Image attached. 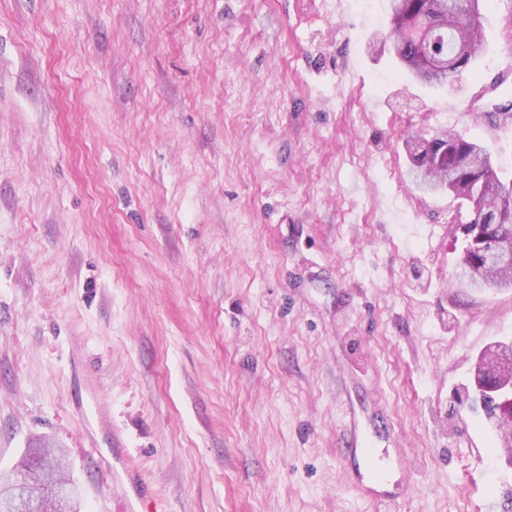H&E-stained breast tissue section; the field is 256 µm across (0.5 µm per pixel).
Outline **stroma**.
I'll use <instances>...</instances> for the list:
<instances>
[{
    "mask_svg": "<svg viewBox=\"0 0 512 512\" xmlns=\"http://www.w3.org/2000/svg\"><path fill=\"white\" fill-rule=\"evenodd\" d=\"M389 0H0V470L45 438L86 512H512L463 410L512 288L460 282L470 210L404 140L456 131L512 179V0L457 89L388 55ZM101 399L87 429L79 398ZM392 503L342 481L345 413ZM405 457L401 474L397 457Z\"/></svg>",
    "mask_w": 512,
    "mask_h": 512,
    "instance_id": "35a3bbf8",
    "label": "stroma"
}]
</instances>
